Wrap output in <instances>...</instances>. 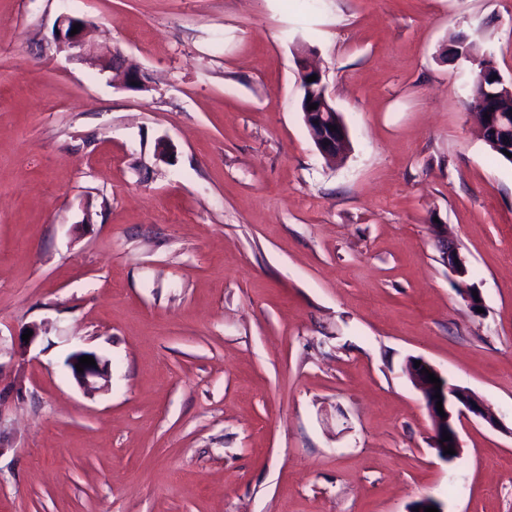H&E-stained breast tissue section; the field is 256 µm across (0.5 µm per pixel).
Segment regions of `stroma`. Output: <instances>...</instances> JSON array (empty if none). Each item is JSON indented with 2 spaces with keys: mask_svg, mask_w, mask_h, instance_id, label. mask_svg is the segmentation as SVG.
<instances>
[{
  "mask_svg": "<svg viewBox=\"0 0 512 512\" xmlns=\"http://www.w3.org/2000/svg\"><path fill=\"white\" fill-rule=\"evenodd\" d=\"M64 13L147 90L57 51ZM458 35L512 82V0H0V512H512V163ZM415 357L503 429L441 459ZM497 87L498 90H500V95L497 100V109L500 112H504L503 114H507L510 120H512V113H510V110H512V95L505 90L504 85L497 83ZM487 93H489V91L485 84H483L481 88L472 89L470 114L482 130L486 127L487 129L494 130L496 134L506 132L504 128L506 118L502 117L500 112L490 111L489 101L486 96ZM485 115H488L490 120H487ZM306 119L303 114V121L307 122V127L312 136V140L323 155V157L329 161H336V158L341 157L340 155L344 152V147L349 140V135L346 126L343 123L342 118L339 119L337 116L340 114L331 105L326 91L323 92V96L320 98V103L313 112H305ZM318 130L321 131L317 134L311 127L310 119ZM331 126H336V130H331ZM349 145V142H348ZM82 356L93 357L96 362V366L83 367V372H78L75 364L79 362V358ZM66 365L74 380L83 387H92L97 380H104L107 382L110 376L108 361L102 360L93 352L83 350L74 351L68 356Z\"/></svg>",
  "mask_w": 512,
  "mask_h": 512,
  "instance_id": "obj_1",
  "label": "stroma"
}]
</instances>
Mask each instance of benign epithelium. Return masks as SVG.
Listing matches in <instances>:
<instances>
[{
  "label": "benign epithelium",
  "mask_w": 512,
  "mask_h": 512,
  "mask_svg": "<svg viewBox=\"0 0 512 512\" xmlns=\"http://www.w3.org/2000/svg\"><path fill=\"white\" fill-rule=\"evenodd\" d=\"M75 24L80 25V30L73 35L71 30ZM89 27L90 24L82 18L68 14L60 15L56 19L53 29V40L57 49L67 52L69 59L80 61L103 72L109 69L123 72V87L127 90L142 91L146 89L145 73L141 68L127 62L121 53L116 51L108 58L92 53L87 39ZM487 93L488 90L484 86L472 89L471 116L480 127L492 129L498 134L505 131L504 117L498 112L490 111ZM306 119L312 120L317 127V130L310 131V134L323 157L329 161L340 157L349 140V135L343 120L339 119V113L331 105L327 96L324 95L320 98V103L314 111L306 113ZM443 249L447 257L448 268L456 276L465 277L467 275L466 259L459 248L455 244L447 242L443 244ZM82 356L94 358L96 365L87 366L81 372L77 371L75 364ZM66 365L74 380L83 387H90L99 380L106 381L109 378L108 361L101 359L93 352L74 351L68 356ZM424 368L427 369L425 373L422 372ZM429 372L441 379V389H434V384L427 380ZM407 373L412 385L422 397L432 422L434 448L441 458L448 459V454L444 453L445 447L449 445L454 448L460 447L458 422L475 418L493 429L500 427V421L481 397L470 390L448 385V381L442 378L440 371L428 361L421 360L420 366L417 367L415 360H410ZM437 392L440 393L442 407L446 413L444 417L439 415L436 408L435 393ZM445 432L450 434L451 440H443Z\"/></svg>",
  "instance_id": "benign-epithelium-1"
}]
</instances>
